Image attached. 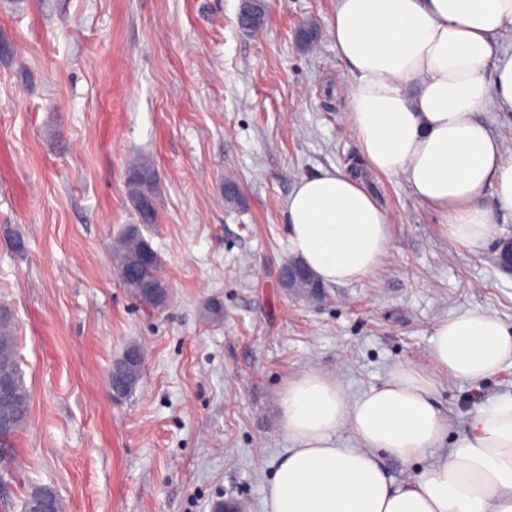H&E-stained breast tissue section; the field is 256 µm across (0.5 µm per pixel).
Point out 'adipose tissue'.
I'll return each mask as SVG.
<instances>
[{
  "label": "adipose tissue",
  "mask_w": 512,
  "mask_h": 512,
  "mask_svg": "<svg viewBox=\"0 0 512 512\" xmlns=\"http://www.w3.org/2000/svg\"><path fill=\"white\" fill-rule=\"evenodd\" d=\"M512 0H336L329 34L347 66L348 119L367 173L403 178L451 237L478 248L512 214V162L481 121L512 112ZM364 176L319 169L286 201L288 242L326 286L359 281L390 247V222ZM439 369L480 381L512 364V326L463 311L434 328ZM294 446L274 471L266 512H512V395L469 419L452 450L421 467L448 435L431 378L405 363L350 397L311 369L281 397ZM349 429L356 447L338 433ZM391 457L414 475L395 481Z\"/></svg>",
  "instance_id": "adipose-tissue-1"
}]
</instances>
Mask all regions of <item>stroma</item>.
Here are the masks:
<instances>
[{"label": "stroma", "mask_w": 512, "mask_h": 512, "mask_svg": "<svg viewBox=\"0 0 512 512\" xmlns=\"http://www.w3.org/2000/svg\"><path fill=\"white\" fill-rule=\"evenodd\" d=\"M238 0H0V306L14 318L29 418L0 455V512L34 485L65 512H265L292 443L288 383L312 368L356 396L410 362L434 379L452 448L468 419L512 395V365L467 382L439 370L435 325L470 309L512 325V239L501 219L481 248L457 246L404 179L367 186L391 250L366 278L317 302L281 288L285 203L321 168H364L348 121L346 66L329 36L336 0H267L257 33ZM315 25L310 48L297 31ZM149 159L155 223L139 224L126 173ZM243 203L224 202L225 179ZM138 226L171 300L138 302L116 274V242ZM220 303L221 317L206 307ZM142 347L144 379L120 405L113 358Z\"/></svg>", "instance_id": "1"}]
</instances>
